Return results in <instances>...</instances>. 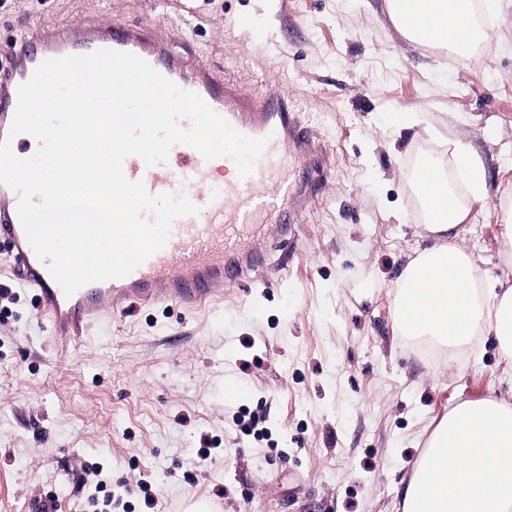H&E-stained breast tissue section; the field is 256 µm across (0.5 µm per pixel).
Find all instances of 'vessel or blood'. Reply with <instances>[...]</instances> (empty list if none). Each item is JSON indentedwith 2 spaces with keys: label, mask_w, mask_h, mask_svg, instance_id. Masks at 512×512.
Wrapping results in <instances>:
<instances>
[{
  "label": "vessel or blood",
  "mask_w": 512,
  "mask_h": 512,
  "mask_svg": "<svg viewBox=\"0 0 512 512\" xmlns=\"http://www.w3.org/2000/svg\"><path fill=\"white\" fill-rule=\"evenodd\" d=\"M398 14L409 33L424 40L428 0H396ZM133 53L176 82L196 92L240 133L267 138L253 172L245 177L213 180L214 161L196 149L174 146L166 162L146 166L136 156L124 162V174L143 181L153 194L186 195L199 211L177 219L165 247L122 279L89 284L65 296L35 256L16 213L17 196L0 184V238L8 243L13 274L34 290L41 312L51 321L57 347L80 345L91 324L126 305L194 308L217 294L225 280L274 288L288 276L284 260H271L262 242L272 228L288 230L289 253H297L306 215L317 187L329 177L328 154L302 125L293 97L273 91L253 96L239 81L218 74L204 62L186 66L173 51L161 24L118 25L99 21L45 24L28 30L11 43L0 59V140L10 129L17 88L44 60L97 49ZM435 178L428 164L417 165L413 181L428 213H437L429 187Z\"/></svg>",
  "instance_id": "obj_1"
}]
</instances>
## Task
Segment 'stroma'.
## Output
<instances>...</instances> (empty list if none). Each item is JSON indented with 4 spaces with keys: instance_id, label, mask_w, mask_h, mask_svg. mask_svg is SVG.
<instances>
[{
    "instance_id": "stroma-1",
    "label": "stroma",
    "mask_w": 512,
    "mask_h": 512,
    "mask_svg": "<svg viewBox=\"0 0 512 512\" xmlns=\"http://www.w3.org/2000/svg\"><path fill=\"white\" fill-rule=\"evenodd\" d=\"M485 2L490 35L472 65L408 41L388 0H0V48L47 22L167 24L188 63L256 96L295 94L333 175L278 287L228 281L189 314L134 305L63 351L19 288L0 315V500L30 512L54 494L60 512H91L97 463L112 512H176L196 496L223 512H402L448 412L512 401L494 337L465 344L467 359H432L395 326L397 279L435 242L409 170L426 155L452 171L454 144L488 172L459 243L512 286V0ZM241 16L256 21L245 37Z\"/></svg>"
}]
</instances>
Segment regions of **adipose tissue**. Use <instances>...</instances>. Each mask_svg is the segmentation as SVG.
<instances>
[{"mask_svg": "<svg viewBox=\"0 0 512 512\" xmlns=\"http://www.w3.org/2000/svg\"><path fill=\"white\" fill-rule=\"evenodd\" d=\"M455 157L470 200L457 199L446 175L438 174L433 194L447 209L429 230L441 243L402 272L397 326L408 335L452 345L465 344L481 329L512 360V288L497 295L493 316H484L476 290L483 276L456 244L460 226L470 221L472 202L486 194L487 172L466 145L456 144ZM422 270L428 280L421 287ZM404 501V512H512V404L489 397L451 410L431 437L426 464L415 467Z\"/></svg>", "mask_w": 512, "mask_h": 512, "instance_id": "1", "label": "adipose tissue"}]
</instances>
